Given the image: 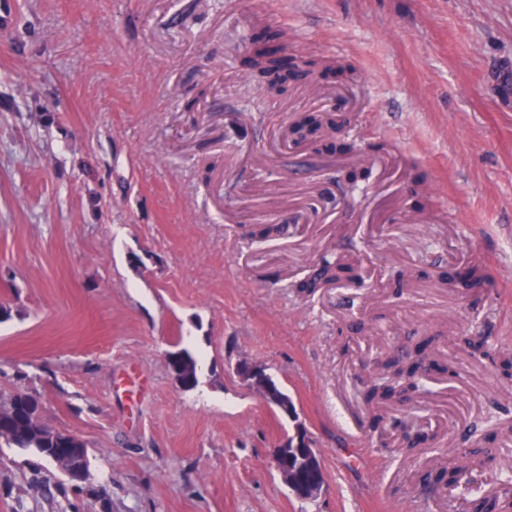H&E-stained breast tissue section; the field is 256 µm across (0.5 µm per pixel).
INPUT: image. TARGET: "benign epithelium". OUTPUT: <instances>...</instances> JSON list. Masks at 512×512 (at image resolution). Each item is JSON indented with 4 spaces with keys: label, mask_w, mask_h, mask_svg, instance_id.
Listing matches in <instances>:
<instances>
[{
    "label": "benign epithelium",
    "mask_w": 512,
    "mask_h": 512,
    "mask_svg": "<svg viewBox=\"0 0 512 512\" xmlns=\"http://www.w3.org/2000/svg\"><path fill=\"white\" fill-rule=\"evenodd\" d=\"M236 371L240 379L250 385L263 399L282 407L285 415L295 421L294 435L287 437L279 444L273 454V465L282 482L290 491L302 500H316L324 487L325 476L319 451L288 405H281L279 398L272 395L266 369L257 363L240 360L236 363ZM69 456L56 457L53 462L72 481L82 482L88 471V455L84 448L68 449Z\"/></svg>",
    "instance_id": "7a95c632"
}]
</instances>
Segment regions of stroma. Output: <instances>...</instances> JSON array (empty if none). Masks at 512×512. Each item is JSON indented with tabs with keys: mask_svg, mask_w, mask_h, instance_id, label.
Segmentation results:
<instances>
[{
	"mask_svg": "<svg viewBox=\"0 0 512 512\" xmlns=\"http://www.w3.org/2000/svg\"><path fill=\"white\" fill-rule=\"evenodd\" d=\"M269 27L336 69L272 93L245 66ZM510 69L512 0H0V397L89 458L77 486L0 448V512H473L512 480V380L464 343L512 350ZM327 109L323 145L288 141ZM345 254L359 280L299 291ZM475 264L491 285L450 281ZM425 341L436 371L372 431L367 378ZM243 357L305 423L318 499L274 470L292 424ZM464 441L471 488L428 493Z\"/></svg>",
	"mask_w": 512,
	"mask_h": 512,
	"instance_id": "35a3bbf8",
	"label": "stroma"
}]
</instances>
